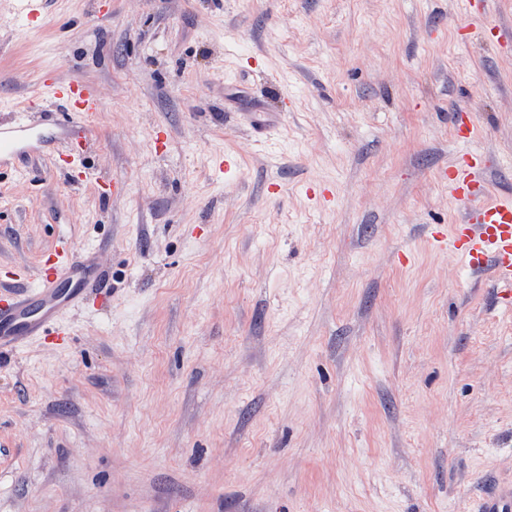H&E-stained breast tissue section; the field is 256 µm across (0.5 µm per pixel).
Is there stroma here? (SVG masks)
<instances>
[{
	"label": "stroma",
	"mask_w": 512,
	"mask_h": 512,
	"mask_svg": "<svg viewBox=\"0 0 512 512\" xmlns=\"http://www.w3.org/2000/svg\"><path fill=\"white\" fill-rule=\"evenodd\" d=\"M0 0V279L100 278L0 352V512H476L512 483V295L425 239L476 127L512 196V0ZM100 102L68 161L47 81ZM233 156L237 167L218 163ZM24 139L40 140L30 125L18 120L11 125H0V165L9 161L18 153L19 145Z\"/></svg>",
	"instance_id": "stroma-1"
}]
</instances>
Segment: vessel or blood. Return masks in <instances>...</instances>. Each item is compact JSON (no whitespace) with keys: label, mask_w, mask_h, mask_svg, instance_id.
Wrapping results in <instances>:
<instances>
[{"label":"vessel or blood","mask_w":512,"mask_h":512,"mask_svg":"<svg viewBox=\"0 0 512 512\" xmlns=\"http://www.w3.org/2000/svg\"><path fill=\"white\" fill-rule=\"evenodd\" d=\"M53 95L66 101L74 129L99 108L96 92L88 84L73 82ZM34 137L24 121L0 125V165L17 154L23 140ZM485 167L486 159L479 152L465 153L463 162L451 165L448 189L461 207V217L449 234L427 238L426 246L451 251L469 269L490 271L498 285L512 288V198L492 195L482 176ZM96 276L93 258L77 259L70 247H62L50 266L36 270L34 287L0 300V349L11 350L28 338L60 329L62 317L83 302V288ZM63 280L72 281L73 289L60 292L58 284ZM479 512H512V485L485 497Z\"/></svg>","instance_id":"obj_1"}]
</instances>
